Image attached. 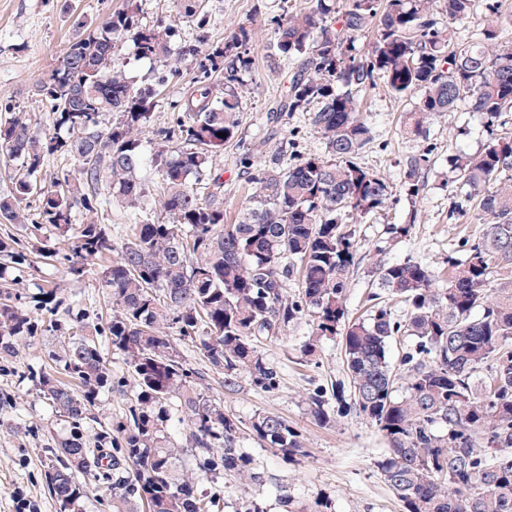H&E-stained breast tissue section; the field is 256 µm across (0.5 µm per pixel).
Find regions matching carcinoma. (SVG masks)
<instances>
[{"label":"carcinoma","instance_id":"carcinoma-1","mask_svg":"<svg viewBox=\"0 0 512 512\" xmlns=\"http://www.w3.org/2000/svg\"><path fill=\"white\" fill-rule=\"evenodd\" d=\"M473 7L474 0H348L341 12L336 0H314L275 20L270 47L292 65L279 111L309 113L329 157L309 155L285 169L258 165L255 191L233 224L224 221L222 196L201 195L190 177L201 179L238 133L255 21L237 23L222 44L185 46L176 58L173 26H141L138 0H125L101 24H77L59 65L37 85L57 114V131L39 134L20 114L0 121V157L20 162L0 213L21 227L20 203L37 199L42 221L73 240L64 257L70 275L115 254L101 271L117 307L106 336L136 381L129 416L97 434L95 452L83 421L100 392L113 389L95 336L63 337L55 367L35 377L36 391L70 427L46 472L60 512H83L89 476L112 479L105 486L112 512H211L212 502L197 496L187 456L248 487L264 485L238 451L240 421L187 368L181 340L202 330L198 349L224 374V388L246 377L271 389L276 372L260 338L286 331L305 313L312 336L301 354L312 357L322 340L342 338L354 399L391 444L379 468L405 512H512L511 132L450 161L455 178L479 198L475 219L483 230L465 258H448L447 283L417 262L377 261L374 283L404 305V321L385 306L345 318L352 224L392 197L387 179L358 163L371 139L360 93L381 83L411 97L404 130L415 139L462 102L491 126L512 112V44L497 41L498 21L487 23L481 39L452 46L455 23ZM372 24L373 42L359 58L355 41ZM125 38L139 58L161 67L155 83L138 82L114 57ZM200 54L210 62L204 79L176 104V127L148 145L158 87L178 62ZM106 113L116 120L104 127ZM54 152L74 167L48 179L43 160ZM103 182L131 217L119 248L107 225L73 223L74 211L94 209ZM155 213L162 218L148 219ZM17 244L12 234L0 237V257L22 260ZM294 272L300 299L290 301L285 282ZM8 288L0 276V353L13 354L36 329ZM399 334L413 338L416 350L397 369L390 347ZM174 399L187 421V448L169 431ZM307 402L316 420L329 418L323 396ZM248 431L285 456L303 453L301 434L278 415H254Z\"/></svg>","mask_w":512,"mask_h":512}]
</instances>
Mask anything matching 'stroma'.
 Instances as JSON below:
<instances>
[{
  "instance_id": "obj_1",
  "label": "stroma",
  "mask_w": 512,
  "mask_h": 512,
  "mask_svg": "<svg viewBox=\"0 0 512 512\" xmlns=\"http://www.w3.org/2000/svg\"><path fill=\"white\" fill-rule=\"evenodd\" d=\"M124 0H0V117L21 111L36 131L52 132L55 114L47 100L37 94L36 83L59 63L65 45L74 33L73 22L81 17L96 23L123 5ZM193 9L205 13L207 24L197 29L194 19L179 15L173 0H139V21L152 27L160 21L174 23L173 51L196 43L223 42L234 24L255 18L258 38L251 52L253 68L241 125L234 140L226 144L212 167L219 175L224 195V217L233 221L245 208L253 185L245 177L257 164L287 168L308 154L325 155V145L309 126L303 112H278L277 106L289 88L292 69L288 62L270 57L273 36L270 22L285 11L309 8L311 0H188ZM501 18L500 41L512 42V0H474L472 18L458 22L456 40H477L485 21ZM203 57L186 58L178 75L162 87L152 113L150 134L174 126L175 104L193 82L204 75ZM363 112L372 139L359 156L362 166L383 175L393 188L385 210L367 215L356 230L354 266L347 290L348 318L367 315L373 307L374 261L386 264L416 261L434 270L445 269L449 257L463 258L464 242L475 240L482 227L474 215L475 202L454 179L448 161L460 153L479 152L490 138L483 115L466 107L436 115L427 136L415 139L403 132V115L411 107L383 88L362 94ZM421 157L420 190L410 197L405 171L411 158ZM25 212L33 224L25 231L11 227L0 217V232L11 229L22 241L26 262L9 265L13 293L39 322L32 345L11 357H0V512H59L47 491L45 471L52 459L49 439H60L68 424L42 399L31 374L48 369L57 350L51 323L81 326L97 332V345L112 369V383L122 393L102 392L98 398L99 421L85 420L84 432L95 439L101 423L127 415L129 394L134 390L130 368L112 350L105 331L112 318L113 304L96 270L79 278L67 274L61 262H44L35 248L45 245L67 253L69 241L49 224L39 221L37 200H28ZM395 224L409 225L407 236L392 234ZM309 317L291 323L287 331L264 339L262 349L277 373L274 389L255 387L241 379L235 390H226L222 376L193 343H185L186 363L198 372L209 395L220 401L226 413L242 424L254 414L273 412L297 429L306 453L284 459L278 449L241 434L237 443L265 472L263 487H244L224 474L199 473L198 496L217 498L219 512H235L243 501L261 499L266 512H284L280 494L293 500H321L328 512H405L402 502L385 482L378 463L389 446L376 426L362 414L351 395L341 339L322 341L315 357L303 359L299 346L311 334ZM323 391L331 408V420L322 423L310 414L306 398Z\"/></svg>"
}]
</instances>
